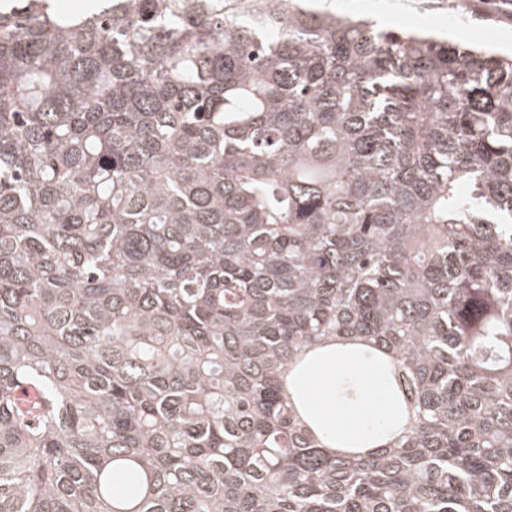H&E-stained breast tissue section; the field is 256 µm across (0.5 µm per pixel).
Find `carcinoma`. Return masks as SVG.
<instances>
[{
  "label": "carcinoma",
  "instance_id": "1",
  "mask_svg": "<svg viewBox=\"0 0 512 512\" xmlns=\"http://www.w3.org/2000/svg\"><path fill=\"white\" fill-rule=\"evenodd\" d=\"M0 512H512V55L1 3ZM350 371L360 379L368 393L375 397L370 404L364 407L365 414L352 418L355 408L342 401L336 405V363L331 360L324 361L314 375L315 383L319 386L320 399L318 401L313 400V403L323 415H327L335 421L337 407V414L340 415L338 418L340 426L347 431L346 425L352 418L348 430L350 433L360 434L371 428L369 424H377V421L382 420L386 414L380 405L382 389L378 378L363 367Z\"/></svg>",
  "mask_w": 512,
  "mask_h": 512
}]
</instances>
